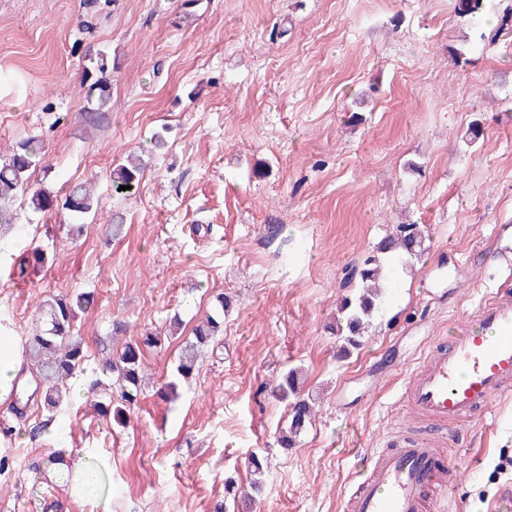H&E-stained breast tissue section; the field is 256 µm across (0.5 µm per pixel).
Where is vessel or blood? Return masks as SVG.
Segmentation results:
<instances>
[{"label":"vessel or blood","instance_id":"vessel-or-blood-1","mask_svg":"<svg viewBox=\"0 0 512 512\" xmlns=\"http://www.w3.org/2000/svg\"><path fill=\"white\" fill-rule=\"evenodd\" d=\"M512 393V290L484 287L475 310L455 322L453 336L431 348L404 386L410 408L445 427L492 417ZM368 474L344 512H423L447 484L446 458L432 436L371 449Z\"/></svg>","mask_w":512,"mask_h":512}]
</instances>
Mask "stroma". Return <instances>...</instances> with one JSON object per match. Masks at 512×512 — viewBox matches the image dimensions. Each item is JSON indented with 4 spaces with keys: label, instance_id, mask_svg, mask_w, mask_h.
<instances>
[{
    "label": "stroma",
    "instance_id": "35a3bbf8",
    "mask_svg": "<svg viewBox=\"0 0 512 512\" xmlns=\"http://www.w3.org/2000/svg\"><path fill=\"white\" fill-rule=\"evenodd\" d=\"M495 24L491 11L460 20L454 0H0V149L40 136L32 186L61 196L87 180L105 205L80 230L55 209L0 227V318L23 339L42 300L93 293L74 327L88 361L55 424L106 477L96 498H70L41 467L52 437L29 434L39 402L0 408L20 431L0 441V512H216L254 453L269 465L260 512H343L372 446L406 424L400 392L434 337L502 276L492 231L512 224V31L486 46ZM99 52L112 108L93 124L82 75ZM164 126L168 151L150 154ZM140 150L139 186L114 196L113 166ZM409 223L426 250L401 263L408 288L338 358L329 325L348 271ZM34 248L54 262L22 271ZM220 293L234 298L223 335L165 399ZM176 315L181 336L145 353L140 409L108 427L87 387L113 324L163 333ZM293 367L317 404L286 450L269 386ZM445 494L452 512H499L512 495V393L494 425L467 428Z\"/></svg>",
    "mask_w": 512,
    "mask_h": 512
}]
</instances>
